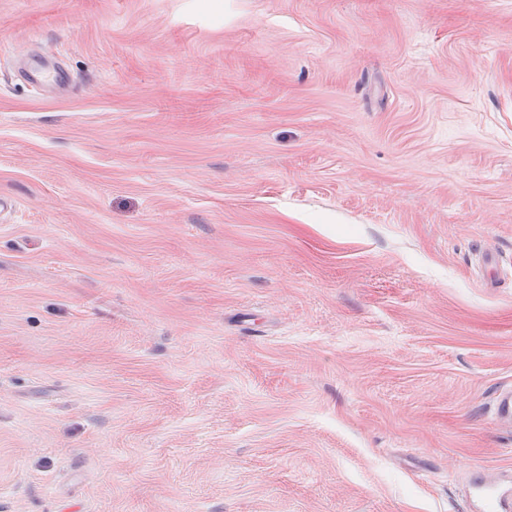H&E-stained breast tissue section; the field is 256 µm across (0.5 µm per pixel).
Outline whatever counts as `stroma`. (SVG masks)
<instances>
[{
  "mask_svg": "<svg viewBox=\"0 0 512 512\" xmlns=\"http://www.w3.org/2000/svg\"><path fill=\"white\" fill-rule=\"evenodd\" d=\"M0 199V512L512 474V0H0ZM21 78L36 87L61 85L68 81V75L41 59H31Z\"/></svg>",
  "mask_w": 512,
  "mask_h": 512,
  "instance_id": "35a3bbf8",
  "label": "stroma"
}]
</instances>
